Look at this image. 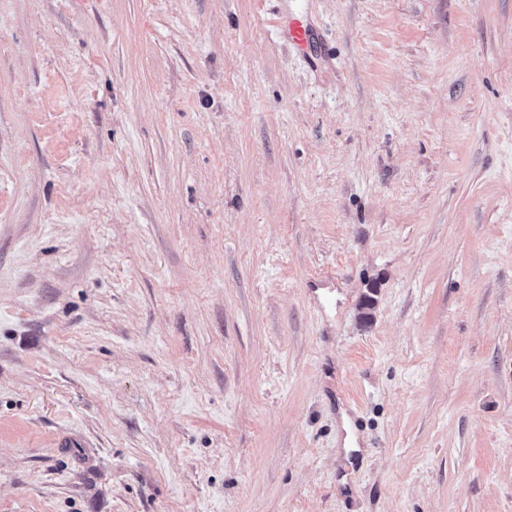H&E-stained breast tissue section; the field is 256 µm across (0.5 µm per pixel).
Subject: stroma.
Here are the masks:
<instances>
[{"label": "stroma", "instance_id": "35a3bbf8", "mask_svg": "<svg viewBox=\"0 0 512 512\" xmlns=\"http://www.w3.org/2000/svg\"><path fill=\"white\" fill-rule=\"evenodd\" d=\"M0 512H512V0H0ZM282 33L289 43L300 50H305L310 46L312 31L304 20L292 19L288 21V26L282 30Z\"/></svg>", "mask_w": 512, "mask_h": 512}]
</instances>
